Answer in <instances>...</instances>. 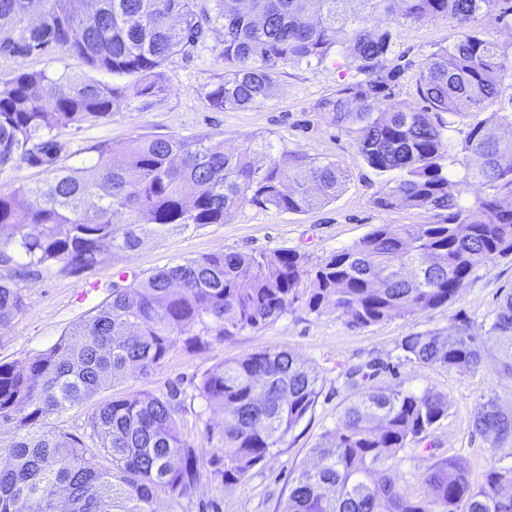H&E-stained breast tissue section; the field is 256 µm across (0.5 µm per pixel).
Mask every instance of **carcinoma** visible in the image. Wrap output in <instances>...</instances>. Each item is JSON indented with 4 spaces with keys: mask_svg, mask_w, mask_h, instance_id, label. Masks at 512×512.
<instances>
[{
    "mask_svg": "<svg viewBox=\"0 0 512 512\" xmlns=\"http://www.w3.org/2000/svg\"><path fill=\"white\" fill-rule=\"evenodd\" d=\"M356 1L354 12L348 4ZM503 0H0V59L67 52L92 71L52 78L22 72L0 81V171L45 169V180L0 192V328L24 306L20 280L52 267L83 270L110 252L136 249L146 234L188 224H224L250 205L302 212L336 199L346 178L332 160L256 148L234 150L224 134L138 135L119 150L99 148L83 167L54 166L64 149L52 131L112 119L138 98L164 91L161 69L214 27L224 74L201 89L218 112L263 106L280 70L340 53L355 80L317 103L337 124L357 126L355 150L380 174L397 171L374 200L384 210L427 214L420 224H382L349 248L307 268L294 250L214 253L112 289L88 320L21 363H0V422L14 431L0 469V512H156L191 499L200 482L197 449L182 437L177 394L143 391L98 403L87 431L59 425L133 368L148 377L178 344L202 347L278 318L299 299L353 328L447 303L478 269L512 255V56L480 26L504 17ZM383 14L406 23L441 18L457 38L432 53L417 80L418 103L385 105L396 70L385 65L397 33L372 26ZM490 111L470 126L463 150L477 158L465 177L448 171L453 118ZM488 189L465 205L463 187ZM24 259L18 263L16 258ZM406 358L476 372L488 358L512 379V291L477 327L456 317L450 334L413 332ZM196 397L224 413L209 465L213 480L239 484L314 406L318 375L286 351L264 350L202 374ZM448 396L424 389L369 388L311 449L282 512H512V467L494 457L475 482L450 456L424 473L425 494L404 493L399 454L447 414ZM475 427L512 438V412L495 398Z\"/></svg>",
    "mask_w": 512,
    "mask_h": 512,
    "instance_id": "obj_1",
    "label": "carcinoma"
}]
</instances>
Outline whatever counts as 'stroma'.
I'll use <instances>...</instances> for the list:
<instances>
[{
    "instance_id": "35a3bbf8",
    "label": "stroma",
    "mask_w": 512,
    "mask_h": 512,
    "mask_svg": "<svg viewBox=\"0 0 512 512\" xmlns=\"http://www.w3.org/2000/svg\"><path fill=\"white\" fill-rule=\"evenodd\" d=\"M394 30L398 34L396 54L388 63L400 66L401 71L391 87L390 99L413 102L422 62L438 46L454 41L456 30L442 19L398 24ZM222 50L219 34L209 33L165 65L164 93L135 100L112 120L57 129L55 135L65 146L58 165H88L96 160L98 147L118 148L140 134L191 136L218 131L231 149L250 137L259 143L273 142L285 152L335 161L346 172L336 200L300 213L246 206L224 224H191L145 236L137 249L105 255L100 264L83 271L51 268L39 279L26 282L23 309L0 329V363L24 361L59 342L110 298L118 272L142 279L209 253L270 254L284 249L299 252L313 266L331 253L353 246L380 225L425 221V214L417 210L386 211L375 205L386 175L368 167L357 155L353 125H333L326 113L317 110L321 98L352 78L339 55H330L318 65L283 67L276 94L263 107L216 112L199 92L223 73ZM85 69L82 60L64 52L0 60V77L4 79L20 72L58 77ZM511 290L512 256H508L472 274L448 303L365 328L349 327L332 313L310 312L299 301L274 321L229 340L214 341L196 350L176 346L150 377L128 371L102 389L98 397L106 400L144 390L160 395L169 387H178L185 406L183 435L195 447L204 448L208 428H219L223 414L196 398L195 386L201 374L218 363L240 360L265 349L296 355L318 374L320 393L285 445L274 449L242 483L225 486L206 473L192 501L175 510L167 498L157 503L158 512H281L294 475L311 464L312 448L335 428L340 412L359 391L370 387L435 390L447 395L448 413L422 442L408 446L399 464L405 493L418 498L424 493L423 473L438 459L463 457L477 481L488 457L499 459L501 466H512V438L495 442L474 426L484 398L496 397L503 409L512 410V380L500 375L490 362L478 372L460 373L407 359L401 341L413 332L448 329L460 315L482 324Z\"/></svg>"
}]
</instances>
